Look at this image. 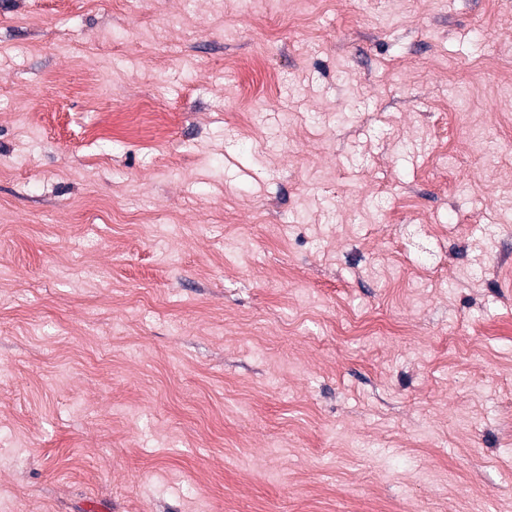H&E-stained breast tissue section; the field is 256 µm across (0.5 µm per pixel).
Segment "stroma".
Here are the masks:
<instances>
[{"label": "stroma", "instance_id": "1", "mask_svg": "<svg viewBox=\"0 0 512 512\" xmlns=\"http://www.w3.org/2000/svg\"><path fill=\"white\" fill-rule=\"evenodd\" d=\"M0 512H512V0H0Z\"/></svg>", "mask_w": 512, "mask_h": 512}]
</instances>
